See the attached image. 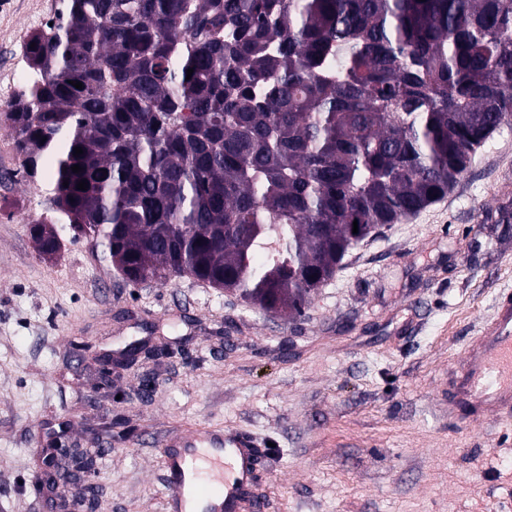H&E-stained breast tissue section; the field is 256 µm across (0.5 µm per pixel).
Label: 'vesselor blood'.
Returning a JSON list of instances; mask_svg holds the SVG:
<instances>
[{
    "mask_svg": "<svg viewBox=\"0 0 512 512\" xmlns=\"http://www.w3.org/2000/svg\"><path fill=\"white\" fill-rule=\"evenodd\" d=\"M448 412L472 424L512 414V294L503 293L492 316L451 372ZM166 495L161 512H265L253 494L263 478L262 450L242 429L213 425L168 434L159 450Z\"/></svg>",
    "mask_w": 512,
    "mask_h": 512,
    "instance_id": "vessel-or-blood-1",
    "label": "vessel or blood"
}]
</instances>
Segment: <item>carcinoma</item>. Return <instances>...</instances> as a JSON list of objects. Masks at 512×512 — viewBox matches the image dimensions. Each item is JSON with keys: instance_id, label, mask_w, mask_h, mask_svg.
<instances>
[{"instance_id": "1", "label": "carcinoma", "mask_w": 512, "mask_h": 512, "mask_svg": "<svg viewBox=\"0 0 512 512\" xmlns=\"http://www.w3.org/2000/svg\"><path fill=\"white\" fill-rule=\"evenodd\" d=\"M24 57L5 119L52 187L40 257L67 224L129 283L291 316L512 120V0H68Z\"/></svg>"}]
</instances>
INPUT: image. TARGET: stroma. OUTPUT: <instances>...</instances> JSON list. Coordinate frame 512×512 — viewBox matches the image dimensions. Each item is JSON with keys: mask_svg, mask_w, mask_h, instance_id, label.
<instances>
[{"mask_svg": "<svg viewBox=\"0 0 512 512\" xmlns=\"http://www.w3.org/2000/svg\"><path fill=\"white\" fill-rule=\"evenodd\" d=\"M0 8V512H46L55 436L100 448L94 512H160L157 448L209 423L266 445L267 512H512V419L459 427L449 367L512 291V123L448 195L349 249L302 315L189 276L132 285L59 226L3 120L23 44L64 0Z\"/></svg>", "mask_w": 512, "mask_h": 512, "instance_id": "1", "label": "stroma"}]
</instances>
